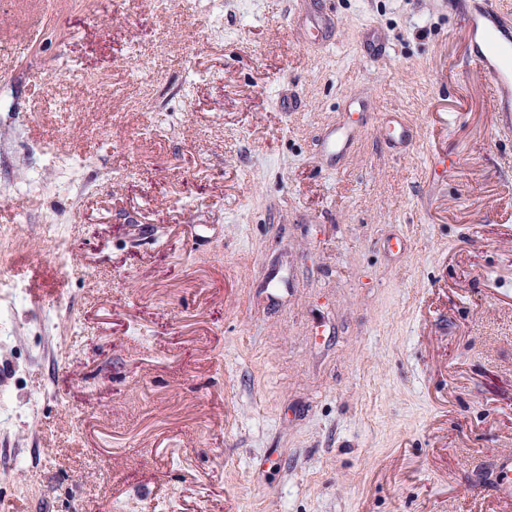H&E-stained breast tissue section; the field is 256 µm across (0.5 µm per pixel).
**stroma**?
Returning <instances> with one entry per match:
<instances>
[{"label":"stroma","instance_id":"stroma-1","mask_svg":"<svg viewBox=\"0 0 512 512\" xmlns=\"http://www.w3.org/2000/svg\"><path fill=\"white\" fill-rule=\"evenodd\" d=\"M217 19L205 0L0 16L9 122L99 182L36 202L0 170V232L19 238L0 273L24 287L0 333V502L487 512L512 451V129L460 9L223 0ZM61 56L77 68L59 79ZM186 67L205 76L187 99ZM392 113L416 130L399 150ZM338 124L360 140L330 165ZM34 207L58 215L69 270L19 223Z\"/></svg>","mask_w":512,"mask_h":512}]
</instances>
